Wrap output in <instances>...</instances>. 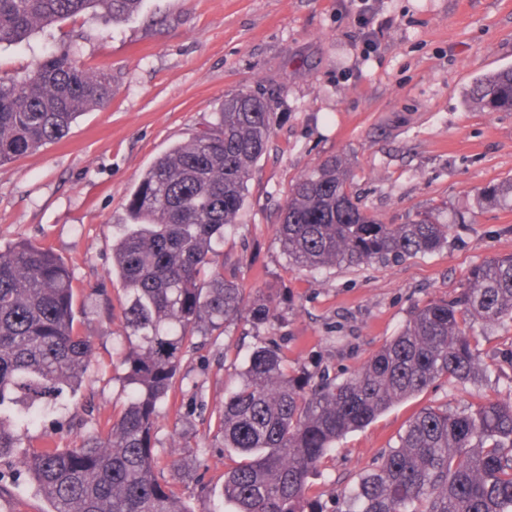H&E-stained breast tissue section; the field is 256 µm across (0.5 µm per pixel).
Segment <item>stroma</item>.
I'll list each match as a JSON object with an SVG mask.
<instances>
[{"mask_svg": "<svg viewBox=\"0 0 512 512\" xmlns=\"http://www.w3.org/2000/svg\"><path fill=\"white\" fill-rule=\"evenodd\" d=\"M62 47L108 70L112 102L85 112L61 141L0 166V245H46L73 268L76 316L95 359L78 394H63L30 428L33 442L78 445L118 412L125 292L111 275L112 239L144 171L213 122L228 95L261 97L272 113L224 259L247 300H269L274 317L197 337L160 409L154 454L165 468L182 463L173 488L193 512H231L217 416L259 339L276 343L290 369L344 379L414 306L457 296L472 265L512 254V206L480 201L483 186L512 178V112L484 111L466 96L476 79L512 67V0H144L125 20L88 13L0 46V77L22 78ZM332 156L346 161L367 213L387 224L432 214L450 225L447 244L355 268L290 264L275 227L295 181ZM473 334L485 381H438L340 440L313 478L320 512H344L347 487L422 408L460 410L512 387V366L491 365L512 347V322L477 323ZM4 475L0 512H45L25 473Z\"/></svg>", "mask_w": 512, "mask_h": 512, "instance_id": "35a3bbf8", "label": "stroma"}]
</instances>
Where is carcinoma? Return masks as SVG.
<instances>
[{"instance_id":"cac0c4a2","label":"carcinoma","mask_w":512,"mask_h":512,"mask_svg":"<svg viewBox=\"0 0 512 512\" xmlns=\"http://www.w3.org/2000/svg\"><path fill=\"white\" fill-rule=\"evenodd\" d=\"M142 2L0 0V46L87 12L127 17ZM471 96L488 112H512V68L476 81ZM111 101L105 69L80 65L69 49L45 56L21 80L0 77V166L62 140L82 113ZM271 116L248 93L224 99L216 122L158 157L131 193L130 223L112 241V274L126 293L127 398L78 447L23 448L18 432L64 390L77 392L92 359L73 308V269L45 245L0 248V464L23 467L47 512H194L152 454L155 420L192 337L243 315L270 321L266 300L245 305L237 268L216 245L236 226ZM480 195L510 203L512 181ZM449 231L429 215L385 224L367 214L336 156L295 182L275 227L289 262L311 271L431 253ZM505 320L512 321V254L472 266L456 298L414 307L402 331L340 382L292 376L279 347L255 346L218 416L224 452L238 457L224 471V500L233 512H305L309 478L338 440L439 380L480 382L487 368L470 324ZM345 504L347 512H512V397L422 409L381 464L360 473Z\"/></svg>"}]
</instances>
